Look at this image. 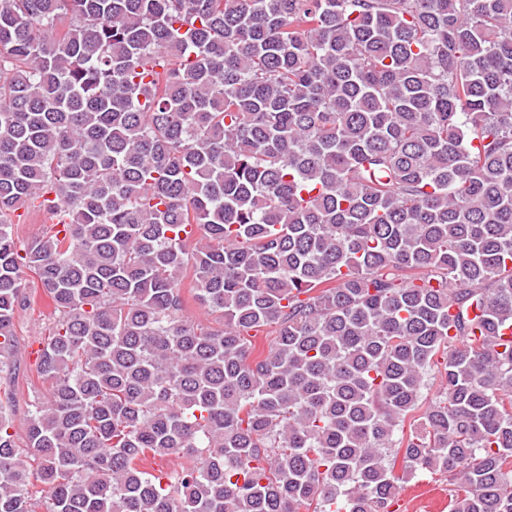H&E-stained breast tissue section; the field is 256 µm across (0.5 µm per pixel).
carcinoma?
Returning <instances> with one entry per match:
<instances>
[{
  "label": "carcinoma",
  "instance_id": "carcinoma-1",
  "mask_svg": "<svg viewBox=\"0 0 512 512\" xmlns=\"http://www.w3.org/2000/svg\"><path fill=\"white\" fill-rule=\"evenodd\" d=\"M28 271L0 512H512V0H0L6 375ZM17 214H22V217L19 221L17 217H14V229L21 241L30 242L42 234L44 224L41 217L25 214L24 209L18 210ZM27 283L30 289L33 288L32 281H35L37 295L36 303L33 309L28 310L18 320L16 327L17 338L19 342V352L17 357L16 370L12 376L15 377L14 381V402L11 407L14 418V429L10 432H15L18 436V443L23 447L24 440V426L23 414L27 410V403L29 402L28 387L30 383L36 389L43 393L47 392L48 384L43 383L38 378L36 371V351L39 348V339L44 336L45 329L52 321L53 307L50 299L39 288L37 279L33 278L30 272L26 275ZM398 496L406 500L405 510L398 512H448V476L404 477Z\"/></svg>",
  "mask_w": 512,
  "mask_h": 512
}]
</instances>
